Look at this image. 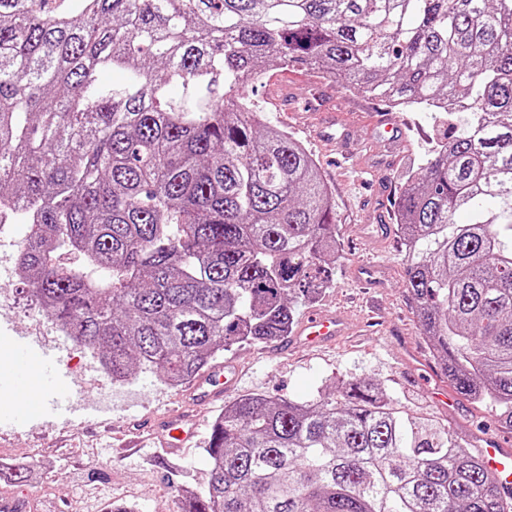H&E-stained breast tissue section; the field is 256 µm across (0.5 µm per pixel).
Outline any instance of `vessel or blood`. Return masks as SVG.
Here are the masks:
<instances>
[{"mask_svg": "<svg viewBox=\"0 0 512 512\" xmlns=\"http://www.w3.org/2000/svg\"><path fill=\"white\" fill-rule=\"evenodd\" d=\"M349 320L340 313H309L304 315L293 336L284 338L286 347H320L335 344L350 333ZM69 355L67 345H57L53 350L31 349L16 358L14 369L20 383L7 410L13 420L31 417H46L65 422L76 418L80 409L74 400L78 394L76 387L63 370ZM38 371L41 380L29 382L30 371ZM237 379V371L228 365H216L198 377L191 385L189 393L192 407H201L217 402L224 397ZM197 423L184 414L163 416L150 427L149 437L133 432L124 441V448L143 447L145 439L159 442L170 455H182L185 446L196 434ZM485 466L495 472L503 493L512 492V448L491 440L482 448Z\"/></svg>", "mask_w": 512, "mask_h": 512, "instance_id": "obj_1", "label": "vessel or blood"}]
</instances>
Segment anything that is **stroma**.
<instances>
[{
  "label": "stroma",
  "mask_w": 512,
  "mask_h": 512,
  "mask_svg": "<svg viewBox=\"0 0 512 512\" xmlns=\"http://www.w3.org/2000/svg\"><path fill=\"white\" fill-rule=\"evenodd\" d=\"M287 94L286 110L274 99ZM247 105L263 110L272 126L290 131L313 153L336 203L340 257L333 283L315 301L295 304L296 316L308 310L339 311L359 328L320 351L276 349L274 343L242 344L222 354L240 380L231 397L263 395L270 399L306 401L337 380L365 378L381 383L397 407L447 424L468 435L474 447L484 437H499L512 445V432L502 428L494 407L476 406L456 394L442 365L421 334L414 303L404 288L405 248L395 230V203L434 142L448 126L427 112H398L394 132L378 127L376 114L387 106L354 93L317 71L303 67L273 70L243 90ZM331 125L335 142L319 139ZM391 231L378 237L376 224ZM374 262L382 268L380 288L374 289L382 321L367 320V309L350 276L353 266ZM13 301L0 305V397L15 386L12 357L17 346H51L58 338L48 319L19 315L27 293L18 278L5 283ZM92 356L76 349L67 370L81 387L85 416L71 424H45L34 419L21 426L0 423V472L22 471L23 483L0 481V499L24 503L23 512H116L138 503L141 512H183V490L202 491L209 462L204 453L218 410L197 409L201 434L186 457L170 463L160 445L117 454L115 445L138 424L163 416L186 395V385L168 387L149 369L138 370L122 384H112L103 371L86 368ZM452 396L439 404L434 393Z\"/></svg>",
  "instance_id": "1"
}]
</instances>
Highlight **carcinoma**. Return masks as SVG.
Segmentation results:
<instances>
[{
	"mask_svg": "<svg viewBox=\"0 0 512 512\" xmlns=\"http://www.w3.org/2000/svg\"><path fill=\"white\" fill-rule=\"evenodd\" d=\"M297 65L448 114L395 204L405 288L456 391L512 431V0H0V224L29 225L22 283L115 383L142 365L179 385L287 336L296 298L332 283L336 213L307 148L241 92ZM204 452L189 512H512L468 443L361 378L240 396Z\"/></svg>",
	"mask_w": 512,
	"mask_h": 512,
	"instance_id": "cac0c4a2",
	"label": "carcinoma"
}]
</instances>
